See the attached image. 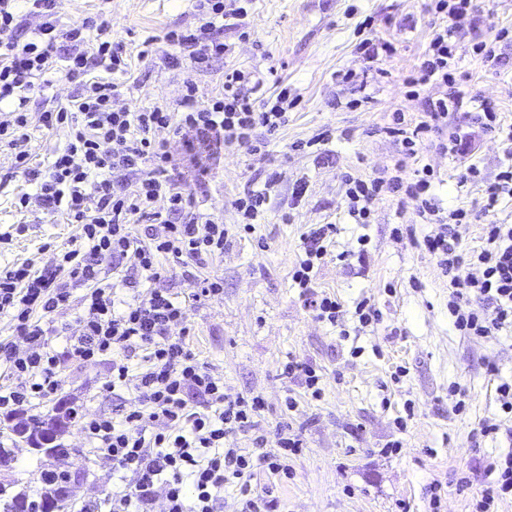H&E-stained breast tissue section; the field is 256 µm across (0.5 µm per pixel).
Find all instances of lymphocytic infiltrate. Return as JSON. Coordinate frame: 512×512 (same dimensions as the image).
I'll use <instances>...</instances> for the list:
<instances>
[{"label": "lymphocytic infiltrate", "instance_id": "f902f5d3", "mask_svg": "<svg viewBox=\"0 0 512 512\" xmlns=\"http://www.w3.org/2000/svg\"><path fill=\"white\" fill-rule=\"evenodd\" d=\"M54 5L55 0H0V103L12 105L9 118L0 122V147L10 150L16 169L36 186L35 193L19 196L17 208L59 213L78 227L70 248L51 263L0 266V317L9 318L14 334L13 340L0 342V367L10 377L9 384L0 385V414L11 418L54 399L63 383L64 362L111 357L112 374L103 389L128 392L127 407L114 416L81 410L73 421L93 455L112 467L108 512H154L160 500L164 512H220L228 490L235 493L238 512H278L271 491L252 481L261 469L291 476L288 461L303 448L299 433L279 431L275 447H268L258 422L261 398L227 392L223 376L200 361L188 339L190 301L223 295V279L194 277L187 301L157 282L167 275L160 257L201 268L223 253L229 239L222 220L196 210L174 172L183 170L197 179L212 174L232 144L263 154L266 143L256 131L275 135L287 125L297 100L284 86L264 94L269 75L256 68L225 72L221 91L205 103L197 99L195 84L186 83L173 112L122 101L110 76L127 72L128 58L125 46L110 37L111 21L88 18L62 28ZM195 8L196 28L163 35L169 47L162 57L165 66L199 69L223 57L228 50L220 38L225 21L248 14L242 6L226 8L224 0H195ZM429 10L436 17L429 42L402 79L406 96L423 98L425 112L416 121L393 112L384 132L405 157L414 158L432 134L447 127L451 113L471 108L483 131L506 142L494 177H485L474 163L457 177L458 186L482 187L483 212L490 218L483 244L464 248L457 227L471 223L473 215L462 206L440 207L438 177L426 164L409 176L398 171L368 180L346 177L347 209L356 223L364 224L381 192L413 202L423 223L439 227L425 237L424 246L448 281V314L455 330L469 338H491L512 329V224L493 220L500 201L512 197V123L488 101L465 97L456 85L463 56L498 70V44L512 36V29L502 27L494 37L464 45L459 25L476 21V0H430ZM28 13L42 16V24L26 28ZM57 68L79 82L81 92L67 106L42 113L43 126L63 131L64 143L40 169L30 164L28 104L42 92L45 74ZM432 85L446 87V94L427 97ZM185 128L193 136L182 156L170 154L154 139L156 131L178 134ZM279 179L270 173L265 188L234 200L240 231L253 232L268 209L269 188ZM135 215L161 225L163 234L142 244L131 224ZM335 233L332 224L304 233V255L292 273L306 307L333 327L342 323V305L317 291L316 273ZM474 267L481 276L471 275ZM134 273L151 282L147 293L126 294ZM78 287L84 293L74 323L57 322L56 314L70 307ZM476 298L484 310L473 309ZM56 337L63 339L62 349L53 347ZM132 353L140 355L138 365H129ZM193 396L200 406L190 404ZM238 434L251 436V447H227V439ZM487 467L495 480L476 495L472 512H496L499 501L512 498V452Z\"/></svg>", "mask_w": 512, "mask_h": 512}]
</instances>
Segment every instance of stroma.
I'll list each match as a JSON object with an SVG mask.
<instances>
[{
  "mask_svg": "<svg viewBox=\"0 0 512 512\" xmlns=\"http://www.w3.org/2000/svg\"><path fill=\"white\" fill-rule=\"evenodd\" d=\"M105 10L112 19V37L124 41L131 58L117 80L130 88L134 103L174 106L185 81H193L200 101H208L230 68H274L299 104L287 126L269 137L263 156L231 146L219 169L202 181L183 183L201 210L238 222L233 200L244 191L262 188L268 172L282 180L271 192V204L253 234H233L223 254L214 256L204 275L224 278L222 296L193 305L189 311L190 343L202 361L223 375L228 392L260 396V425L267 439L290 427L304 447L292 461L293 476L277 483L273 494L280 512H430L428 487L441 482L442 512H469L473 495L492 480L486 460L512 449L505 433L472 443L482 422L500 419L496 378L512 379V335L491 339L461 336L448 316V284L423 239L435 225L420 223L413 205L390 193L375 202L368 224L354 223L345 203L343 178L380 175L393 168L399 147L382 128L392 112L419 119L423 102L405 97L402 79L418 64L427 45L433 17L428 0H254L241 40L239 29L225 27L229 47L224 58L207 68L172 70L159 59H138L140 44L150 36L197 23L192 0H56L55 16L69 25ZM370 22L374 34L392 40L396 52L380 61L383 76L368 86L367 103L351 106L362 90L337 85L339 70H360L355 46L360 26ZM506 59L501 71L486 70L474 58L461 64L458 88L495 105L512 118V42L502 44ZM29 105L32 162L46 167L62 145L61 133L41 126V112L67 105L79 92L64 72ZM323 142L312 145L315 136ZM432 135L418 160L404 171L430 165L441 184V206L471 209L473 224L460 227L466 244H482V193L478 187H457L456 177L469 163L487 176L498 171L502 142L490 135L477 138L471 155L452 157L439 150ZM307 142L302 151L294 142ZM307 192L292 196L296 181ZM31 187L15 169L9 152L0 153V263L34 260L44 264L66 247L77 227L41 211H19L15 202ZM28 224L25 235L3 240L16 224ZM317 224H333L337 232L317 272L319 290L335 294L344 306L342 328L319 322L292 279L302 253V234ZM367 245H360V237ZM370 298L379 309L378 324L359 328L355 304ZM316 366L322 373L323 396L306 398L299 383L284 379L288 359ZM496 363L498 377L487 366ZM112 372L111 359L62 366L61 397L91 412H111L124 403L102 386ZM457 397H450V389ZM294 394L296 410L284 400ZM466 407L456 411V399ZM61 443L69 455L39 463L17 450L19 478L40 487V471H79L82 485L69 494L74 512L102 502L112 494V468L96 459L75 429ZM392 441L399 453L385 454ZM467 487H460V477Z\"/></svg>",
  "mask_w": 512,
  "mask_h": 512,
  "instance_id": "35a3bbf8",
  "label": "stroma"
}]
</instances>
